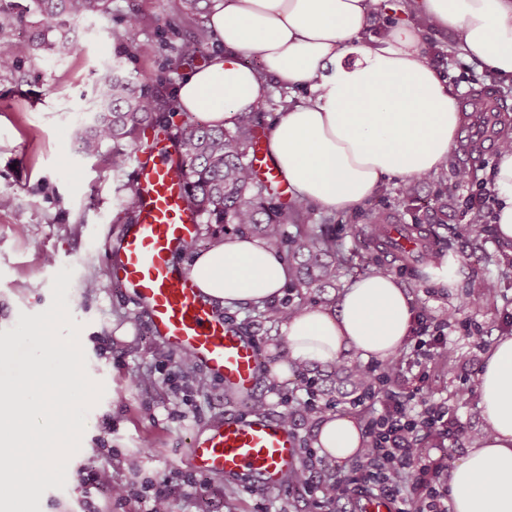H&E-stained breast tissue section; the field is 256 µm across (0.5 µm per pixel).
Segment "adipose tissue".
Masks as SVG:
<instances>
[{
  "label": "adipose tissue",
  "mask_w": 512,
  "mask_h": 512,
  "mask_svg": "<svg viewBox=\"0 0 512 512\" xmlns=\"http://www.w3.org/2000/svg\"><path fill=\"white\" fill-rule=\"evenodd\" d=\"M390 9L387 0H219L208 26L221 50L177 82L178 107L226 127L271 85L307 89L268 131L267 156L292 200L353 213L387 181L437 174L455 146L463 114L423 52L421 23L452 32L466 59L512 81V0H410L384 38L366 41L374 11ZM490 176L497 237L512 246V149H499ZM181 270L223 307L270 303L290 280L282 254L240 236L221 239ZM411 320L393 275L360 277L336 307H304L281 322L288 357L271 373L285 381L293 367L336 362L350 348L391 359ZM478 391L487 435L452 464L453 512H512V336L490 350ZM316 446L340 463L363 438L351 417L335 415L321 421Z\"/></svg>",
  "instance_id": "1"
}]
</instances>
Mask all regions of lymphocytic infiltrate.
<instances>
[{
  "label": "lymphocytic infiltrate",
  "instance_id": "obj_1",
  "mask_svg": "<svg viewBox=\"0 0 512 512\" xmlns=\"http://www.w3.org/2000/svg\"><path fill=\"white\" fill-rule=\"evenodd\" d=\"M447 347L444 332L430 333L418 323L415 343L400 356L394 376L377 374L374 366L357 368L358 393L354 405L368 404L371 440L345 476L335 465L320 461L319 472L299 471L298 487L313 500L316 512L344 499L362 500L373 495L390 499L395 512H450L449 461L462 436L443 408L430 407L414 414L411 387L414 368ZM433 449H425V440Z\"/></svg>",
  "mask_w": 512,
  "mask_h": 512
}]
</instances>
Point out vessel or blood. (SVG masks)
I'll list each match as a JSON object with an SVG mask.
<instances>
[{
    "instance_id": "obj_1",
    "label": "vessel or blood",
    "mask_w": 512,
    "mask_h": 512,
    "mask_svg": "<svg viewBox=\"0 0 512 512\" xmlns=\"http://www.w3.org/2000/svg\"><path fill=\"white\" fill-rule=\"evenodd\" d=\"M473 115L462 143L488 150L495 144L500 107L483 91L462 101ZM134 190L139 200L137 223L128 225L114 255L117 281L132 286L145 310L148 326L169 353L186 355L224 380L225 391L249 397L257 385L260 355L254 343L207 303L189 276L171 264L174 250L197 232L199 216L184 201L181 182L167 158L143 155ZM298 455L297 435L278 419L233 415L206 434L193 437L190 465L201 476L221 478L249 473L262 486H283Z\"/></svg>"
}]
</instances>
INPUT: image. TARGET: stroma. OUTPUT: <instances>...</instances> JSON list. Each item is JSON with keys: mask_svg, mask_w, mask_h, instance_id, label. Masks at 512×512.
Returning <instances> with one entry per match:
<instances>
[{"mask_svg": "<svg viewBox=\"0 0 512 512\" xmlns=\"http://www.w3.org/2000/svg\"><path fill=\"white\" fill-rule=\"evenodd\" d=\"M75 52L64 59L43 54L20 58L15 70L0 72V195L12 205L0 209V331L13 329L20 313H39L52 300L51 286L61 269L73 270L67 295L74 319L81 324L80 341L89 376L105 386L101 401L89 412L80 450L67 466L66 485L47 490L41 512H143L137 499L111 498L116 482L141 484L163 479L171 471H190L192 437L206 431L225 414L252 415L253 402L275 417L290 410L303 375L321 376V388L336 402L335 410L365 422L366 409L349 403L352 386L346 367L360 363L346 352L339 365L311 364L293 369L281 383L261 373L252 401L238 402L225 393L223 379L190 357L168 361V350L153 337L141 307L128 287L112 275V255L128 220L119 204L135 181L134 165L112 167V147L97 155L82 152L81 122L102 91V70L120 62L123 73L143 78L159 100L167 101L182 76L173 66L171 47L188 38L191 26L175 19L166 0H110L107 14L68 23ZM429 62L447 72L464 93L491 92L503 105L497 136L512 132V83L492 73L466 69V60L447 33L423 34ZM494 153L466 156L455 146L448 166L437 175L415 181L418 205L407 208L398 198L399 181L350 215H327L315 209L311 221L325 225L346 251L353 267L338 272L334 285L302 288L288 284L291 303L333 307L355 278L384 268L402 284L415 313L428 325L450 320L447 351L428 362L422 394L447 404L450 418L463 431L453 459L463 457L485 421L476 389L485 357L498 339L512 336V278L498 276V262L512 260L498 240L494 224H481L460 238L457 225L467 223L471 196L486 191ZM468 164V182H457L454 167ZM395 223L418 228L433 249L447 257V284L417 274L412 255L385 252L367 234L370 224ZM493 263H486V256ZM95 279L99 288H87ZM220 314L244 336L254 340L265 364L281 358L284 340L279 327L253 323L254 307L221 308ZM95 461L102 482L85 492L79 469ZM202 497L170 496L171 512H310L304 493L287 487L264 488L242 477L205 479Z\"/></svg>", "mask_w": 512, "mask_h": 512, "instance_id": "obj_1", "label": "stroma"}]
</instances>
